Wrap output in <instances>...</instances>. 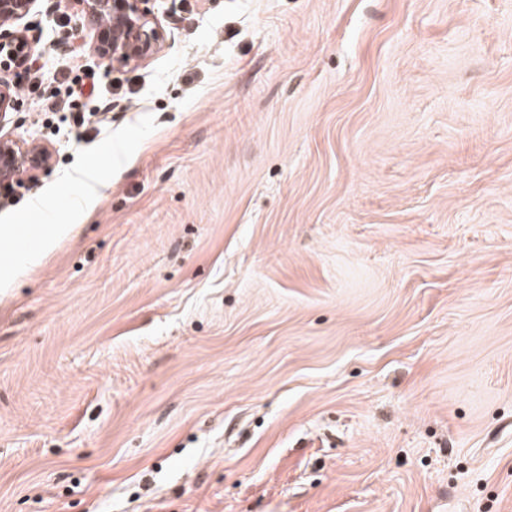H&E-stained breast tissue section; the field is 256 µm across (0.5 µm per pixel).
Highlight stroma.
Wrapping results in <instances>:
<instances>
[{
    "label": "stroma",
    "mask_w": 512,
    "mask_h": 512,
    "mask_svg": "<svg viewBox=\"0 0 512 512\" xmlns=\"http://www.w3.org/2000/svg\"><path fill=\"white\" fill-rule=\"evenodd\" d=\"M162 8L26 20L0 225L80 231L0 273V512H512V0ZM75 1L92 27L89 48L99 58L122 67L145 61L160 50L164 37L154 7L164 0ZM84 76L85 77L79 75L75 76L71 80V84L68 85V106H71V110H73L72 112H76L74 131L77 140H81L83 138L86 127L90 123L91 117L98 115V110L93 112L87 109L86 103H80V100L84 94L83 86L86 84L84 78L91 80L87 93L89 99L92 100L96 94L97 80L95 75L86 74ZM73 86H76V89H74ZM52 153L33 139H0V192L12 183L21 184L23 177L51 166Z\"/></svg>",
    "instance_id": "1"
}]
</instances>
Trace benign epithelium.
<instances>
[{
	"label": "benign epithelium",
	"mask_w": 512,
	"mask_h": 512,
	"mask_svg": "<svg viewBox=\"0 0 512 512\" xmlns=\"http://www.w3.org/2000/svg\"><path fill=\"white\" fill-rule=\"evenodd\" d=\"M38 0H0V72L19 73L29 67L32 47L21 28ZM89 20V48L117 67L147 60L163 42L152 4L158 0H76ZM18 108L16 87L0 77V123ZM52 153L34 140L0 139V191L22 183L23 177L51 166Z\"/></svg>",
	"instance_id": "7a95c632"
}]
</instances>
